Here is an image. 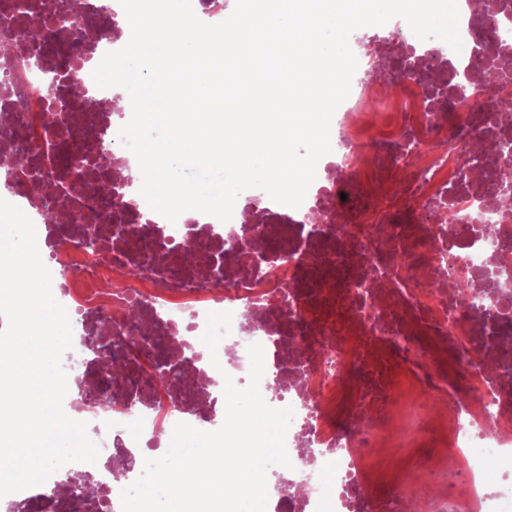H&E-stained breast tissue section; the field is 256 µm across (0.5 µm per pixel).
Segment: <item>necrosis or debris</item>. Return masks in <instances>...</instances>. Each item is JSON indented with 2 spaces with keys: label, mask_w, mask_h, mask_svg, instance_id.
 Wrapping results in <instances>:
<instances>
[{
  "label": "necrosis or debris",
  "mask_w": 512,
  "mask_h": 512,
  "mask_svg": "<svg viewBox=\"0 0 512 512\" xmlns=\"http://www.w3.org/2000/svg\"><path fill=\"white\" fill-rule=\"evenodd\" d=\"M18 1L0 0V38L12 42L0 57V123L29 152L23 170L0 164V184L33 222L72 327L92 319L112 331L101 349L63 355L67 379L101 384L102 357L127 352L113 338L132 307L149 325L146 338L194 374L162 387L134 372L112 382L113 393L131 397L127 407L82 405L100 454L75 468L100 492L101 512H122V490L145 459L163 455L165 429L222 426L223 396L206 371L219 361L246 387L254 343L264 349V401L293 411L291 465L275 469L272 512H459L463 501L470 512H512V280L494 273L496 259L512 257V200L495 197L512 168L474 149L479 140L512 143V121L482 99L460 101L451 83L422 82L399 56L428 55L430 68L452 75L476 39L511 51L503 5L484 27L460 12L458 52L417 38L399 17L387 33L351 36L359 65L302 204L250 188L230 221L189 211L173 223L147 204L135 176L114 172L120 138L95 156L115 195L100 193L93 174L77 184L57 175L70 165L63 142L112 125L111 89L72 98L82 70L67 59L119 50L109 33L127 22L119 0L85 12L97 36L49 32L42 54L57 77L51 96L24 74L23 32L60 0H23V13ZM51 108L62 121L48 131L42 118ZM34 192L68 220L45 223L30 204ZM92 223L111 248L86 245ZM177 243L195 245V266L158 261ZM461 280L471 286L463 301L450 289ZM212 313L232 316L213 351L201 340ZM199 399L207 412L183 413Z\"/></svg>",
  "instance_id": "obj_1"
}]
</instances>
